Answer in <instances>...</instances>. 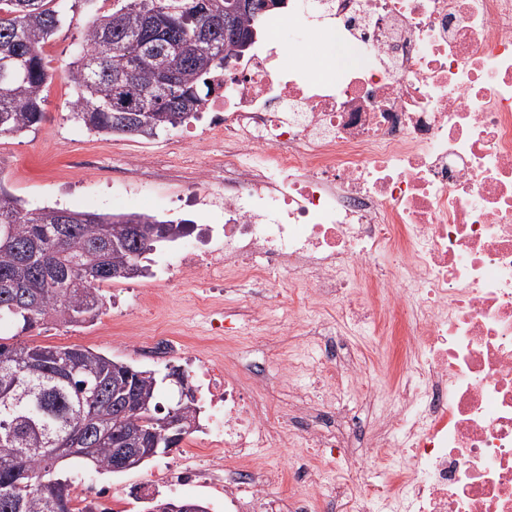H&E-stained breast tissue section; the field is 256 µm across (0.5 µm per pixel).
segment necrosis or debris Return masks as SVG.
Segmentation results:
<instances>
[{
  "label": "necrosis or debris",
  "instance_id": "4bbe7bcc",
  "mask_svg": "<svg viewBox=\"0 0 512 512\" xmlns=\"http://www.w3.org/2000/svg\"><path fill=\"white\" fill-rule=\"evenodd\" d=\"M208 99L224 176L223 246L186 240L181 276L302 287L288 324L323 354L278 400L238 372L219 329L163 341L203 389L192 464L172 489H215L231 512H512V0H288V14ZM328 28L344 72L285 49ZM367 330L392 371L374 389L348 338ZM298 448L288 469L262 448ZM77 512H120L74 473Z\"/></svg>",
  "mask_w": 512,
  "mask_h": 512
}]
</instances>
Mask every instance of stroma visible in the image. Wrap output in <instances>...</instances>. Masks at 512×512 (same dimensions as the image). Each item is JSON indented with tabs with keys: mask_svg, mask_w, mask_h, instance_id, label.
Wrapping results in <instances>:
<instances>
[{
	"mask_svg": "<svg viewBox=\"0 0 512 512\" xmlns=\"http://www.w3.org/2000/svg\"><path fill=\"white\" fill-rule=\"evenodd\" d=\"M118 6V0H69L66 24L44 47L53 74L46 91V116L23 135L0 138V182L32 207L149 213L161 220L188 221L192 232L221 226L223 177L209 180L204 193L192 192L220 152L219 146L200 138L202 121L193 119L156 136L101 137L69 118L72 91L65 73L82 48L83 27ZM178 250V242L163 243L144 259V276L104 285L113 306L93 323L40 325L20 333L17 343L82 346L164 375L165 367H151L142 358L150 337L175 331L194 343L208 329V312L197 303L202 279L179 280L178 290L167 292L162 304L148 314L136 300L138 293L179 279ZM158 464L153 458L112 476V491L123 512H144L146 503L137 486Z\"/></svg>",
	"mask_w": 512,
	"mask_h": 512,
	"instance_id": "35a3bbf8",
	"label": "stroma"
}]
</instances>
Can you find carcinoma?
Segmentation results:
<instances>
[{
	"label": "carcinoma",
	"instance_id": "cac0c4a2",
	"mask_svg": "<svg viewBox=\"0 0 512 512\" xmlns=\"http://www.w3.org/2000/svg\"><path fill=\"white\" fill-rule=\"evenodd\" d=\"M66 0H0V136L21 135L45 118L52 74L43 48L64 21ZM233 0H124L82 33L71 62L72 118L99 135H128L119 114L134 113L141 136L175 128L195 114L224 73V54L241 57L271 10L266 0L224 31ZM60 208H28L0 187V327L30 330L44 322L71 326L103 314L102 285L141 272L165 222L149 214L139 240L127 236V214L68 211L65 238L55 237ZM37 302L25 298L26 293ZM131 379L144 409L112 406L114 383ZM158 379L105 353L82 348L17 346L0 335V512H75V467L112 474L114 448H131L160 426ZM81 449L58 459L53 441Z\"/></svg>",
	"mask_w": 512,
	"mask_h": 512
}]
</instances>
